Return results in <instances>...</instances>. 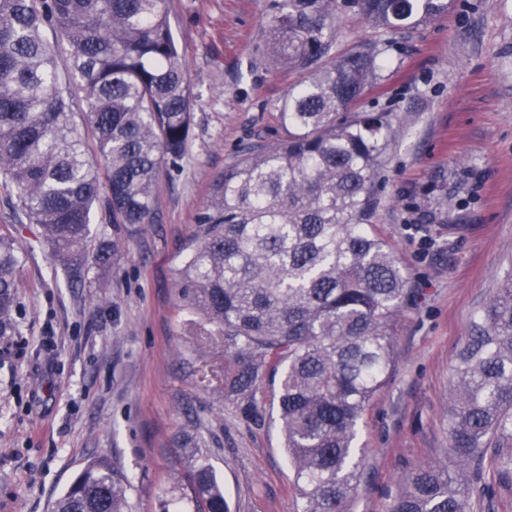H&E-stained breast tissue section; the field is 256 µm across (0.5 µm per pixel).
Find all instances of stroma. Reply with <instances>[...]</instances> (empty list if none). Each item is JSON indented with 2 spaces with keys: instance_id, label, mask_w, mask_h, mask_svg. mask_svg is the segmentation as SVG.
<instances>
[{
  "instance_id": "obj_1",
  "label": "stroma",
  "mask_w": 512,
  "mask_h": 512,
  "mask_svg": "<svg viewBox=\"0 0 512 512\" xmlns=\"http://www.w3.org/2000/svg\"><path fill=\"white\" fill-rule=\"evenodd\" d=\"M275 0H168L195 95L189 154L165 166L156 223L96 224L123 252L74 284L53 267L36 224L0 197V233L24 255L16 320L0 334V512H51L85 463L126 474L131 512L187 501L196 448L231 512H301L282 446L279 380L259 381L262 416L224 397V339L200 332L177 285L195 218L215 175L249 144H274L277 106L304 74L269 59ZM336 55L385 46L378 86L360 109L393 113L397 135L376 179L375 229L406 267L411 303L393 373L366 410V467L350 512H386L410 468L448 445L450 367L512 272V0H451L420 27L387 33L336 14ZM448 198L429 189L438 176Z\"/></svg>"
}]
</instances>
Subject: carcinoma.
Listing matches in <instances>:
<instances>
[{
  "label": "carcinoma",
  "mask_w": 512,
  "mask_h": 512,
  "mask_svg": "<svg viewBox=\"0 0 512 512\" xmlns=\"http://www.w3.org/2000/svg\"><path fill=\"white\" fill-rule=\"evenodd\" d=\"M339 0H275L271 55L307 73L277 107L283 136L245 148L211 182L179 286L201 322L224 337V397L260 417L258 381L283 367L277 398L283 447L302 512H349L365 451L355 442L369 404L393 371L413 289L371 224L375 180L396 133L390 112H357L380 80L378 47L338 57ZM386 32L448 11V0H349ZM64 39L66 78L56 65ZM88 105L93 162L70 103ZM194 96L168 0H0V188L42 227L71 279L107 268L118 240L89 251L92 218L156 222L162 166L189 152ZM21 257L0 236V333L14 327ZM512 484V273L471 321L452 366L448 448L414 468L387 512H476L494 491L486 461ZM193 512H229L212 469L190 474ZM53 512H130L125 475L89 461Z\"/></svg>",
  "instance_id": "obj_1"
}]
</instances>
